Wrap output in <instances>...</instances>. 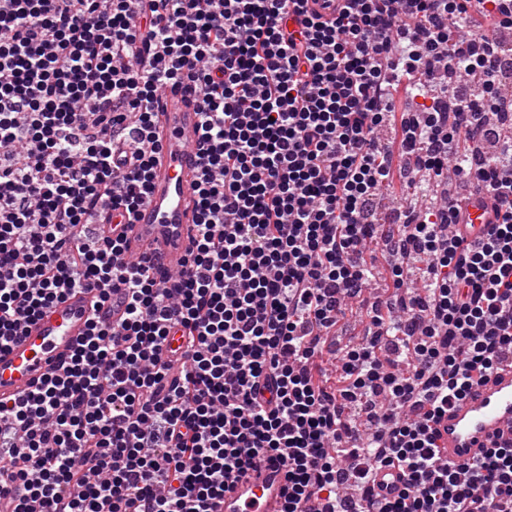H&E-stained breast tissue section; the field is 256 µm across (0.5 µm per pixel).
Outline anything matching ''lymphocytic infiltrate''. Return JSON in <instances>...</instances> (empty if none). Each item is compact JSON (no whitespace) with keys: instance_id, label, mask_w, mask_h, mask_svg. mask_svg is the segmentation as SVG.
<instances>
[{"instance_id":"lymphocytic-infiltrate-1","label":"lymphocytic infiltrate","mask_w":512,"mask_h":512,"mask_svg":"<svg viewBox=\"0 0 512 512\" xmlns=\"http://www.w3.org/2000/svg\"><path fill=\"white\" fill-rule=\"evenodd\" d=\"M511 31L512 0H0V346L68 291L126 299L121 330L92 321L63 373L0 399V512H215L270 459L283 512H512V443L460 469L433 428L512 360V139L490 137ZM401 87L394 150L375 131ZM167 89L196 96L201 177L191 259L159 278L86 238L147 196ZM399 152L489 193L496 224L450 235L449 194L368 223ZM379 239L426 260L422 291L399 266L364 297ZM354 304L370 323L328 373Z\"/></svg>"}]
</instances>
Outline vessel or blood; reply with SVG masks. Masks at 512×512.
Instances as JSON below:
<instances>
[{"label": "vessel or blood", "instance_id": "obj_1", "mask_svg": "<svg viewBox=\"0 0 512 512\" xmlns=\"http://www.w3.org/2000/svg\"><path fill=\"white\" fill-rule=\"evenodd\" d=\"M198 121L191 93L161 95L154 116L158 148L149 194L133 218L115 214L98 227L100 235L121 237L125 258L149 260L159 275L178 272L190 260L198 216L194 188L201 175L193 142ZM495 221L486 192L477 190L461 200L456 228L466 239L480 237ZM124 311L119 288L105 303L93 291L67 293L30 322L24 336L0 348V399L27 394L58 370L85 339L92 319L116 326ZM438 431L445 458L458 466L481 458L491 444L512 442V368L475 386L459 406L449 409ZM285 485L281 464L263 462L229 480L217 512H282Z\"/></svg>", "mask_w": 512, "mask_h": 512}]
</instances>
